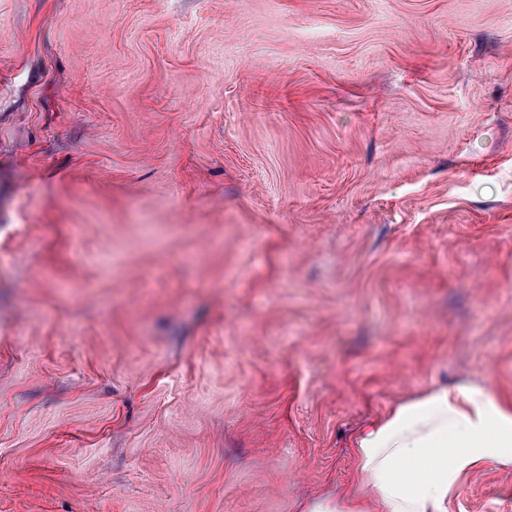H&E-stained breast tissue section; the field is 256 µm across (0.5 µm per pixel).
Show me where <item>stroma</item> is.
Segmentation results:
<instances>
[{
	"mask_svg": "<svg viewBox=\"0 0 512 512\" xmlns=\"http://www.w3.org/2000/svg\"><path fill=\"white\" fill-rule=\"evenodd\" d=\"M489 371L512 0H0V512H303Z\"/></svg>",
	"mask_w": 512,
	"mask_h": 512,
	"instance_id": "35a3bbf8",
	"label": "stroma"
}]
</instances>
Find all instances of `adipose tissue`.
Segmentation results:
<instances>
[{
  "mask_svg": "<svg viewBox=\"0 0 512 512\" xmlns=\"http://www.w3.org/2000/svg\"><path fill=\"white\" fill-rule=\"evenodd\" d=\"M354 480L305 512H448L469 475L512 471V401L491 379L433 383L352 441Z\"/></svg>",
  "mask_w": 512,
  "mask_h": 512,
  "instance_id": "1",
  "label": "adipose tissue"
}]
</instances>
